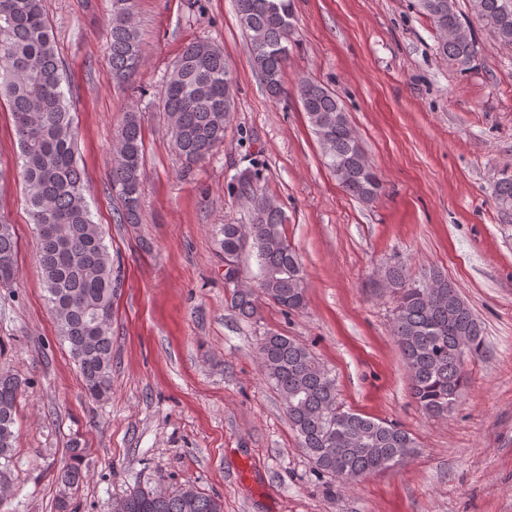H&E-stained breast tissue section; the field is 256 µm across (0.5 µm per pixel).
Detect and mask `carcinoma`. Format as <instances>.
Returning a JSON list of instances; mask_svg holds the SVG:
<instances>
[{
    "mask_svg": "<svg viewBox=\"0 0 512 512\" xmlns=\"http://www.w3.org/2000/svg\"><path fill=\"white\" fill-rule=\"evenodd\" d=\"M415 7L439 30L468 25L457 0H415ZM470 9L497 42L512 47V0H470ZM235 10L249 40L253 65L268 94L277 100L286 93L283 74L294 34L290 0H235ZM108 51L111 79L129 81L144 58L129 0H112ZM435 51L461 73L475 69L480 61L473 34L443 40ZM65 80L43 0H0V101L8 106L18 136L20 176L38 232L46 301L86 395L102 401L112 390V299L117 283L102 228L94 223L85 198L84 172L75 152L78 131L63 88ZM236 93L222 48L197 40L175 58L161 99L174 148L186 166L209 158L224 143V124L235 111ZM296 94L318 142H328V151L322 153L325 166L348 195L374 200L382 184L336 94L309 79L299 80ZM143 150L141 124L131 109L119 131L110 172V190L120 203L116 210L120 224L139 220ZM261 181L255 165L235 174L231 191L254 194L250 222L214 227L215 243L224 256V281L239 278L245 253L257 258L256 286L232 294L235 309L245 318L256 313L260 294L288 313L306 306L304 270L282 232L286 216L259 189ZM495 199L503 210H512V174H500ZM17 254L13 227L1 222L0 288L17 282ZM384 279L397 293L392 329L408 369L412 397L428 415L446 416L467 383L459 350L471 357L482 354L481 328L441 273L412 281L403 265L393 264L385 268ZM258 358L265 378L284 401L299 447L318 473L347 482L399 466L417 447L412 434L393 423L353 412L336 423L335 378L294 339L265 336ZM23 391L21 380L0 371L1 468L12 460L15 415ZM83 453L76 444L69 448L58 473L63 489L83 481ZM127 501L128 512H224L220 499L192 485L168 494L154 487H135Z\"/></svg>",
    "mask_w": 512,
    "mask_h": 512,
    "instance_id": "1",
    "label": "carcinoma"
}]
</instances>
